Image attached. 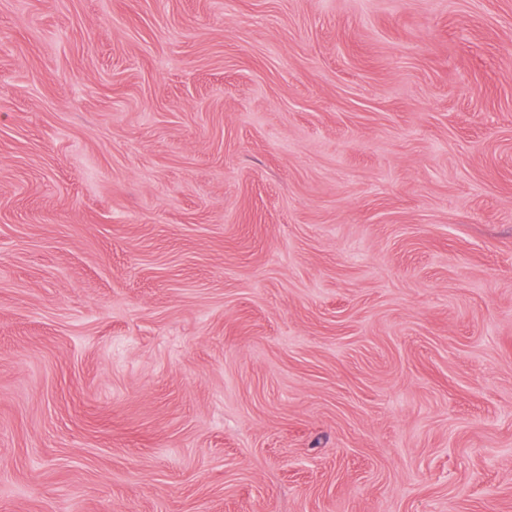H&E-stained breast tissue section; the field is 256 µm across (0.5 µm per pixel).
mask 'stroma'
Returning a JSON list of instances; mask_svg holds the SVG:
<instances>
[{"label":"stroma","mask_w":512,"mask_h":512,"mask_svg":"<svg viewBox=\"0 0 512 512\" xmlns=\"http://www.w3.org/2000/svg\"><path fill=\"white\" fill-rule=\"evenodd\" d=\"M0 512H512V0H0Z\"/></svg>","instance_id":"stroma-1"}]
</instances>
